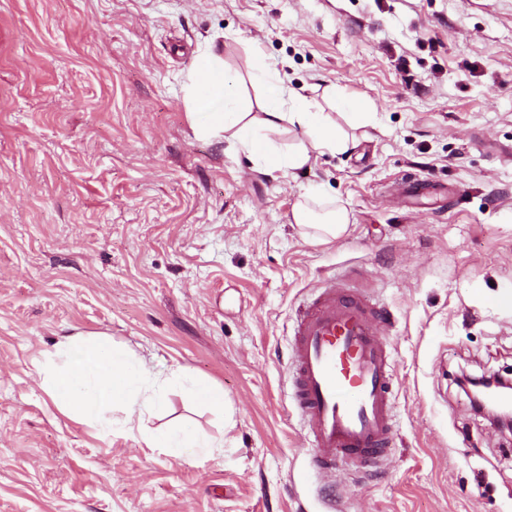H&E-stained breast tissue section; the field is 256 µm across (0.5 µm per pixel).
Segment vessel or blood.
<instances>
[{
    "mask_svg": "<svg viewBox=\"0 0 512 512\" xmlns=\"http://www.w3.org/2000/svg\"><path fill=\"white\" fill-rule=\"evenodd\" d=\"M391 314L357 288L327 279L298 312L289 362L292 398L319 477L338 459L381 467L395 438L393 365L381 325Z\"/></svg>",
    "mask_w": 512,
    "mask_h": 512,
    "instance_id": "1",
    "label": "vessel or blood"
}]
</instances>
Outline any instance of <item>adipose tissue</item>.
<instances>
[{"mask_svg":"<svg viewBox=\"0 0 512 512\" xmlns=\"http://www.w3.org/2000/svg\"><path fill=\"white\" fill-rule=\"evenodd\" d=\"M253 78L262 88L255 103L241 96L236 77L223 61L215 53H206L197 59L190 75L189 103L191 118L201 132L227 135L260 170L289 176L320 155L350 148L347 128L336 124L330 112H324V105L340 110L348 127L371 121L367 103L358 96L332 94L322 105L288 92L278 72L262 64L257 65ZM285 127L302 130L304 141L285 149L278 147L271 136ZM293 220L298 227L315 229L326 239L340 237L349 225L344 209L317 213L302 203L296 206Z\"/></svg>","mask_w":512,"mask_h":512,"instance_id":"ef3b65f1","label":"adipose tissue"}]
</instances>
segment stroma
Masks as SVG:
<instances>
[{
	"label": "stroma",
	"mask_w": 512,
	"mask_h": 512,
	"mask_svg": "<svg viewBox=\"0 0 512 512\" xmlns=\"http://www.w3.org/2000/svg\"><path fill=\"white\" fill-rule=\"evenodd\" d=\"M219 54L249 100L286 88L372 105L357 148L267 174L196 133L188 74ZM416 176L417 198L389 188ZM349 215L302 237L308 188ZM356 277L393 315L388 465L309 469L288 331ZM512 0H0V512H512V433L474 415L459 370L512 368ZM105 334L181 387L143 416L220 438L191 460L64 414L34 363Z\"/></svg>",
	"instance_id": "35a3bbf8"
}]
</instances>
